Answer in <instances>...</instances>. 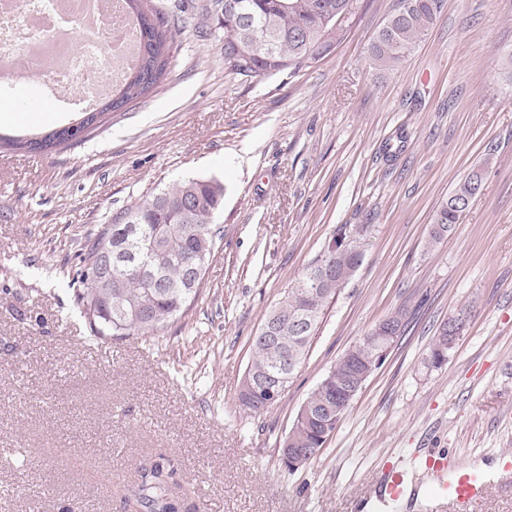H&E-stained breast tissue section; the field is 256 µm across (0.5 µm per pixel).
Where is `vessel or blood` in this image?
Listing matches in <instances>:
<instances>
[{"instance_id":"obj_1","label":"vessel or blood","mask_w":512,"mask_h":512,"mask_svg":"<svg viewBox=\"0 0 512 512\" xmlns=\"http://www.w3.org/2000/svg\"><path fill=\"white\" fill-rule=\"evenodd\" d=\"M418 468L430 471L438 478L431 494L439 512H466L468 507L483 502L491 485L487 476L471 462H451L445 455L429 454L389 469L380 482L379 493L390 501H401L409 486L410 473Z\"/></svg>"}]
</instances>
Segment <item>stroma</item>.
<instances>
[{
  "label": "stroma",
  "mask_w": 512,
  "mask_h": 512,
  "mask_svg": "<svg viewBox=\"0 0 512 512\" xmlns=\"http://www.w3.org/2000/svg\"><path fill=\"white\" fill-rule=\"evenodd\" d=\"M181 28L166 81L68 148H0V512H147L125 497L157 455L182 512H413L378 501L419 448L493 466L512 453V0H445L396 70L370 45L396 0H359L311 67L247 82L224 67L209 0H155ZM42 83L0 103V134L68 124ZM483 192L431 244L436 209L471 171ZM224 185V238L187 313L152 340L94 341L72 262L86 239L169 183ZM367 224L362 262L330 299L280 401H238L251 343L332 240ZM403 335L319 455L278 448L308 393L397 309ZM468 321L442 368L432 339Z\"/></svg>",
  "instance_id": "1"
}]
</instances>
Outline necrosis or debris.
Here are the masks:
<instances>
[{"mask_svg": "<svg viewBox=\"0 0 512 512\" xmlns=\"http://www.w3.org/2000/svg\"><path fill=\"white\" fill-rule=\"evenodd\" d=\"M96 2L90 14L82 0H0V89L20 66L54 97L79 87L88 106L118 86L136 62L137 28L122 0Z\"/></svg>", "mask_w": 512, "mask_h": 512, "instance_id": "obj_1", "label": "necrosis or debris"}]
</instances>
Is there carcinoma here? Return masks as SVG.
Instances as JSON below:
<instances>
[{
    "label": "carcinoma",
    "mask_w": 512,
    "mask_h": 512,
    "mask_svg": "<svg viewBox=\"0 0 512 512\" xmlns=\"http://www.w3.org/2000/svg\"><path fill=\"white\" fill-rule=\"evenodd\" d=\"M236 13L221 12L216 18L224 30V65L230 73L245 80L295 73L313 64L307 52L315 47L329 52L346 36V26L337 22L343 14L355 13L356 0H241ZM138 25L137 61L122 84L104 98L116 109L148 95L167 79L172 62V46L178 27L150 0H125ZM443 0H398L392 14L371 44L373 61L382 70H392L412 52L431 30ZM55 130L33 137L16 136L5 140L14 151L33 152L56 147ZM481 174L474 171L458 183L437 208L431 243L440 242L460 219L452 201H475ZM224 207V185L214 179L176 182L157 195L122 211L104 224L74 256L72 280L79 284L76 304L95 338H151L175 321L197 297L204 276L191 277V266L198 261L202 243L209 242L202 268H207L221 228L214 224ZM369 225L355 229L344 224L337 228L327 249L308 268L310 276L323 263L334 270L356 271L363 252L351 253L343 241L354 234L358 247L365 245ZM329 297L298 286L284 296L271 315L279 325L283 342L269 344L262 335L252 340L253 358L244 380H270L276 373L282 395L295 370L301 367L319 330ZM452 340L441 327L429 353L430 365L441 368L447 361ZM375 363L369 337L349 348L329 374L307 396L308 410L298 411L293 421L291 447L305 450L313 460L336 425H325L328 412L348 409L352 398L346 385L362 378ZM175 474L171 460L159 456L140 469V485L134 505L143 503L142 492L153 493L148 504L152 512H178V500L169 491Z\"/></svg>",
    "instance_id": "obj_1"
}]
</instances>
